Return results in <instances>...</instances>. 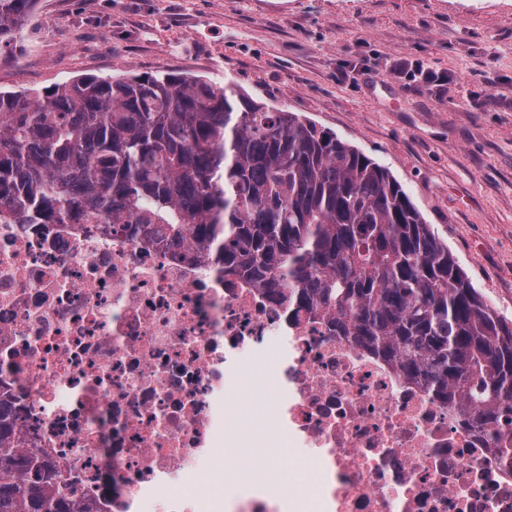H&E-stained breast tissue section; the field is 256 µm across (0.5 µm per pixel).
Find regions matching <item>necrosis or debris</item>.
I'll return each mask as SVG.
<instances>
[{"label": "necrosis or debris", "instance_id": "obj_1", "mask_svg": "<svg viewBox=\"0 0 512 512\" xmlns=\"http://www.w3.org/2000/svg\"><path fill=\"white\" fill-rule=\"evenodd\" d=\"M4 400L92 512H512L482 434L322 311L81 212L0 222Z\"/></svg>", "mask_w": 512, "mask_h": 512}]
</instances>
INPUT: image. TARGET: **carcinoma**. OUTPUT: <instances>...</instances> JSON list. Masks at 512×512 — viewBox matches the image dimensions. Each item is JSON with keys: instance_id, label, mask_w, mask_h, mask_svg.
I'll use <instances>...</instances> for the list:
<instances>
[{"instance_id": "1", "label": "carcinoma", "mask_w": 512, "mask_h": 512, "mask_svg": "<svg viewBox=\"0 0 512 512\" xmlns=\"http://www.w3.org/2000/svg\"><path fill=\"white\" fill-rule=\"evenodd\" d=\"M37 0H0V42ZM139 224L321 310L487 437L512 470V321L380 164L296 112L166 71L0 90V213ZM0 402V512H75ZM33 474L25 482L20 473Z\"/></svg>"}]
</instances>
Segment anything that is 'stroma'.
I'll use <instances>...</instances> for the list:
<instances>
[{
  "label": "stroma",
  "mask_w": 512,
  "mask_h": 512,
  "mask_svg": "<svg viewBox=\"0 0 512 512\" xmlns=\"http://www.w3.org/2000/svg\"><path fill=\"white\" fill-rule=\"evenodd\" d=\"M232 81L387 168L512 320V0H38L0 90Z\"/></svg>",
  "instance_id": "1"
}]
</instances>
